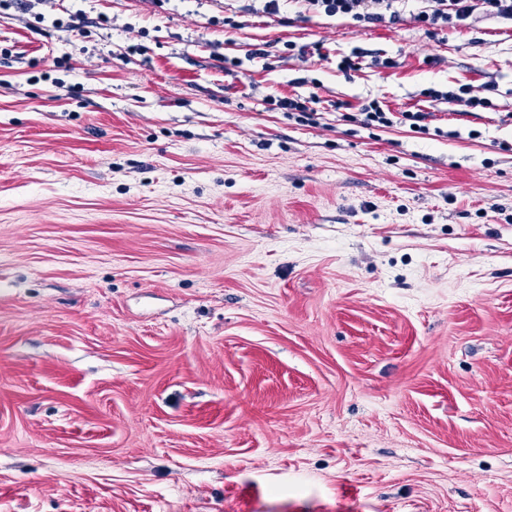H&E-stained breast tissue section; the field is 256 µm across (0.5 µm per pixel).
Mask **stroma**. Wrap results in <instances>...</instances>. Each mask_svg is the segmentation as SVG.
Instances as JSON below:
<instances>
[{
    "label": "stroma",
    "mask_w": 512,
    "mask_h": 512,
    "mask_svg": "<svg viewBox=\"0 0 512 512\" xmlns=\"http://www.w3.org/2000/svg\"><path fill=\"white\" fill-rule=\"evenodd\" d=\"M418 7L0 0V512H512V23ZM306 9L324 13L326 16L349 17L359 27L383 22L389 13V21L400 19L397 3L399 0H301ZM471 92L470 88H459L458 92L448 91L445 93H440L439 91L433 89H427L422 92V95L427 98H445L448 101L464 103L465 106L476 108L478 106L485 107L488 104L487 99L478 98L475 96L465 97V95H469ZM316 97H310L308 101L301 102V99H294L290 97H279L278 99L270 97L267 103L272 107V110L281 109L286 110L288 119L295 118L298 123L317 124L320 119L319 114L315 109L309 107L307 103H316ZM296 115V116H294ZM383 106L386 105L373 99L359 105L357 108L358 113H345L343 116L350 121L359 123L366 129L393 127L395 124H408L411 132L426 133L429 130L426 124H422L427 118L426 113L410 111L391 112L389 108H387L386 112Z\"/></svg>",
    "instance_id": "35a3bbf8"
}]
</instances>
